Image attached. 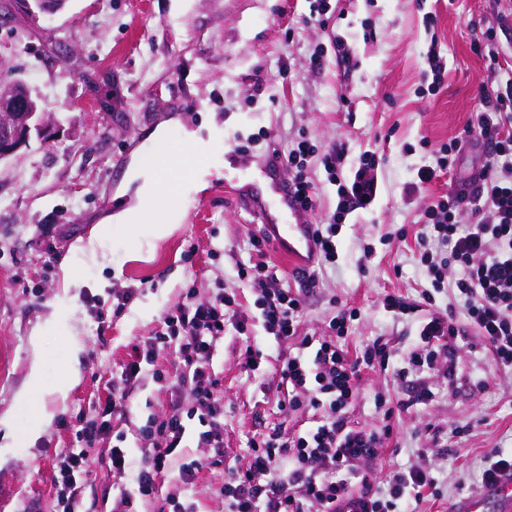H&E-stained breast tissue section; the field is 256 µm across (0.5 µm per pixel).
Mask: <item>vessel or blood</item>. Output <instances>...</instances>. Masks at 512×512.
Instances as JSON below:
<instances>
[{
  "instance_id": "b4317fda",
  "label": "vessel or blood",
  "mask_w": 512,
  "mask_h": 512,
  "mask_svg": "<svg viewBox=\"0 0 512 512\" xmlns=\"http://www.w3.org/2000/svg\"><path fill=\"white\" fill-rule=\"evenodd\" d=\"M263 172L275 182V195L269 199L249 198L250 207L271 232L275 247L287 250L304 265L314 264L312 224L307 222L287 186L280 182L278 170L267 166ZM452 512H512V473L497 478L479 495L458 501Z\"/></svg>"
}]
</instances>
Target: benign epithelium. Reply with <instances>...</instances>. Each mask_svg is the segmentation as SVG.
Here are the masks:
<instances>
[{
  "mask_svg": "<svg viewBox=\"0 0 512 512\" xmlns=\"http://www.w3.org/2000/svg\"><path fill=\"white\" fill-rule=\"evenodd\" d=\"M65 0H19L26 10L37 8L43 13L60 10ZM45 119L38 112L37 101L21 79L13 81L9 94L0 97V159L10 156L30 139L31 132L42 131Z\"/></svg>",
  "mask_w": 512,
  "mask_h": 512,
  "instance_id": "obj_1",
  "label": "benign epithelium"
}]
</instances>
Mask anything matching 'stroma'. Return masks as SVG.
<instances>
[{
	"mask_svg": "<svg viewBox=\"0 0 512 512\" xmlns=\"http://www.w3.org/2000/svg\"><path fill=\"white\" fill-rule=\"evenodd\" d=\"M312 2L68 0L61 12L45 16L0 0V75L25 80L51 123L47 135H32L27 147L0 159V421L9 419L20 430L36 410L21 399L30 387L33 352L41 354L45 387L69 376L76 380L34 445L8 443L0 425V512H57L60 453L73 445L82 420L101 418L113 373L134 359L136 346L160 328L163 311L185 288L195 286L204 297L220 281L243 305L255 300L237 264L248 261L250 240L263 230L247 195L266 180L239 155L230 171L223 152L205 158L212 171L208 186L185 200L186 215L167 236L153 238L144 224H116L104 255L89 252L88 241L107 216L135 204L147 211L159 204L156 195L137 199L126 184L132 168L150 161L149 136L157 128L167 129L170 150L155 161L160 167L190 155L183 132L205 119L226 138L269 131L283 149L301 131L321 148L342 143L351 166L362 153L376 152L384 192L343 227L336 264L314 266L318 285L304 302L302 328L324 332L334 294L358 311L345 339L348 349L383 337L399 355L415 343L414 322L393 319L383 300L426 286L412 240L420 210L447 188L469 187L487 162L482 141L472 137L454 155L449 181L411 198L403 188L417 168L434 163L436 148L475 119L480 89L495 75L512 73V0H330L324 27L308 20ZM428 12L437 17L431 31L423 25ZM289 27L295 31L290 41ZM490 27L497 31L494 72L472 50ZM337 38L350 47V62L331 52ZM322 46V64L313 67L310 59ZM432 47L447 68L433 93L424 78ZM423 138L429 147L420 146ZM45 224L59 225L61 236H41ZM402 227L409 240L382 244ZM192 246L197 253L190 258ZM367 246L377 254L362 273L357 259ZM52 247L61 257L48 266ZM216 248L221 254L215 258ZM125 288L136 296L115 310L112 295ZM75 340L80 351L66 361ZM247 344L263 353L254 372L239 362ZM282 354L257 318L244 336L226 327L217 345L213 366L224 389V445L239 462H246L253 437L294 425L269 394L279 382ZM458 356L464 374L459 388H438L432 402L394 416L388 443L363 465L380 483L409 464L434 463L442 494L423 502L420 512H450L478 488L488 450L512 447V370L466 343ZM176 367L169 349L143 365L123 416L113 421L131 467L113 476L107 444L88 448L76 512H110L122 489L132 496L133 512H168L167 499L180 492L178 470L164 477L151 499L138 496L136 476L141 429L168 411ZM156 368L162 380L153 378ZM379 394L399 400L407 387L390 373L365 372L349 412L354 426L382 427ZM428 425L447 433V443L434 445L424 432ZM458 426L465 434L454 435Z\"/></svg>",
	"mask_w": 512,
	"mask_h": 512,
	"instance_id": "obj_1",
	"label": "stroma"
}]
</instances>
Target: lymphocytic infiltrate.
<instances>
[{
	"label": "lymphocytic infiltrate",
	"instance_id": "f902f5d3",
	"mask_svg": "<svg viewBox=\"0 0 512 512\" xmlns=\"http://www.w3.org/2000/svg\"><path fill=\"white\" fill-rule=\"evenodd\" d=\"M481 97L486 109L476 122L442 145L436 164L420 167L404 187L410 197L437 184L449 173L454 152L474 134L500 160L499 165L484 166L469 191H449L421 214L422 226L414 237L430 286L418 297L389 294L383 302L394 319H415L417 341L408 352L393 357L380 338L359 352H349L340 340L357 312L336 297L329 300L328 335L302 331L300 311L316 288V279L298 269L296 287L285 288L268 262L240 264V280L258 285L252 308H244L221 286L206 301L197 300L194 289H187L164 312V331L145 341L143 360L133 361L113 377L104 421L78 430L76 447L61 453L59 478L64 489L77 495L86 472L79 443L110 436V418L122 410L139 380L142 362H153L156 351L173 344L180 365L174 387L188 400L175 402L162 418L149 419L141 432L149 449L137 473L141 497L153 496L169 471L189 419L198 421V445L207 449L208 456L182 464L181 482L188 490L203 468H223L224 512H351L355 507L361 512H416V503L437 496L435 468L403 467L377 486L358 465L373 459L390 437L395 412L435 398L431 376L441 377L448 389L456 388L460 341L478 337L501 366L512 367V77L497 80L494 89L482 91ZM267 155L292 171L288 186L306 213H315L320 204L318 188L309 176L312 160L320 161L329 183L336 186V207L327 220L315 223L313 236L319 260L335 264L336 238L347 216L370 208L381 193L376 154L364 152L350 168L344 145L321 151L302 135L290 150L272 146ZM457 266L463 269L461 278L449 279V268ZM448 287L463 298L464 317H457L454 308L436 306V294ZM255 312L267 335L291 348L279 371L284 394L277 399L278 408L291 414L310 411L316 420L290 433L276 427L260 435L251 442L246 465L231 466L224 446V391L213 358L225 325L246 333ZM376 369L392 371L407 383L410 396L397 402L376 397L375 406L386 423L382 429L366 430L351 424L349 411L363 372Z\"/></svg>",
	"mask_w": 512,
	"mask_h": 512
}]
</instances>
